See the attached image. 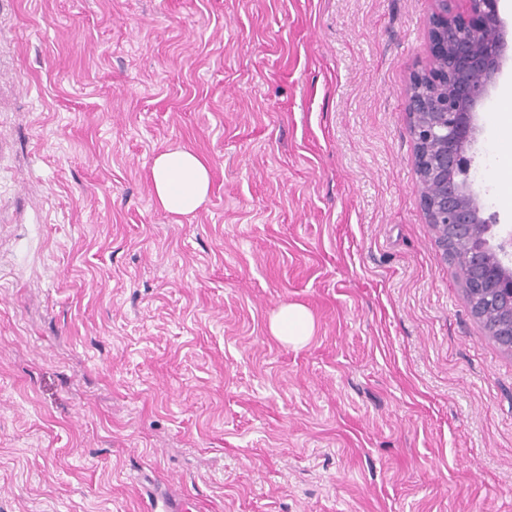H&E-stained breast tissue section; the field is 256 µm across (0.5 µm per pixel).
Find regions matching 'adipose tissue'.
Instances as JSON below:
<instances>
[{"mask_svg":"<svg viewBox=\"0 0 512 512\" xmlns=\"http://www.w3.org/2000/svg\"><path fill=\"white\" fill-rule=\"evenodd\" d=\"M154 200L164 211L187 216L208 199L210 169L197 155L183 148L157 154L150 169ZM270 328L284 342L300 346L313 333V320L305 308L289 304L273 315Z\"/></svg>","mask_w":512,"mask_h":512,"instance_id":"obj_1","label":"adipose tissue"}]
</instances>
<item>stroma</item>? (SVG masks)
<instances>
[{
    "mask_svg": "<svg viewBox=\"0 0 512 512\" xmlns=\"http://www.w3.org/2000/svg\"><path fill=\"white\" fill-rule=\"evenodd\" d=\"M432 6L0 0V512H512V352L420 205ZM499 8L469 178L512 225ZM150 181L158 207L187 216L201 209L208 199L210 169L191 151L170 148L153 159ZM313 320L305 308L289 304L273 315L270 328L274 336L294 346L303 345L313 333Z\"/></svg>",
    "mask_w": 512,
    "mask_h": 512,
    "instance_id": "35a3bbf8",
    "label": "stroma"
}]
</instances>
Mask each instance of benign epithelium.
Listing matches in <instances>:
<instances>
[{
    "instance_id": "7a95c632",
    "label": "benign epithelium",
    "mask_w": 512,
    "mask_h": 512,
    "mask_svg": "<svg viewBox=\"0 0 512 512\" xmlns=\"http://www.w3.org/2000/svg\"><path fill=\"white\" fill-rule=\"evenodd\" d=\"M427 23L428 52L448 76L445 91H408L414 143L426 153L430 189L420 192L426 222L448 241L468 249L467 267L479 290L506 320L497 342L512 351V228L501 227L459 176L471 166L474 115L501 67L499 0H434Z\"/></svg>"
}]
</instances>
